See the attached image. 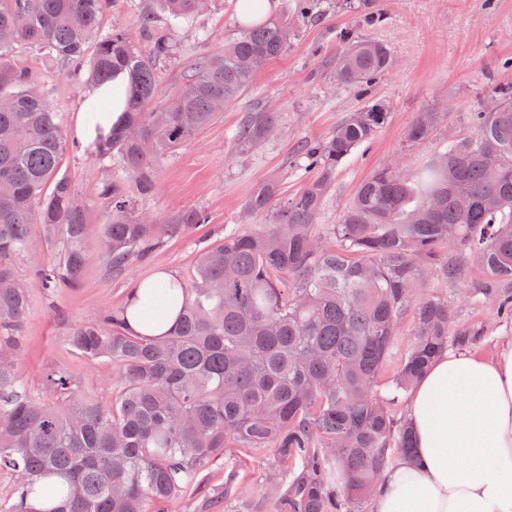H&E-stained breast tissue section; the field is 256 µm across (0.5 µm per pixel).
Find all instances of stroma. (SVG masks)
I'll return each instance as SVG.
<instances>
[{
  "mask_svg": "<svg viewBox=\"0 0 512 512\" xmlns=\"http://www.w3.org/2000/svg\"><path fill=\"white\" fill-rule=\"evenodd\" d=\"M377 6L385 21L368 30L355 14L332 8L320 21L301 24L287 51L258 74L241 100L226 106L194 139L159 160L155 191L140 200L139 211L162 223L175 213L201 208L209 213L210 223L166 240L148 259L130 262L122 276H111L98 263L76 287L53 293L32 287L17 356L29 389L39 390L43 368L61 366L81 381L86 392L107 397L111 363L65 349L63 341L72 328L122 306L131 288L159 271L188 277L199 251L224 234L263 229L265 216H254L248 224L242 219L243 204L258 182L278 180L288 196L306 185L309 173L291 164L298 142L325 138L360 102L355 90L336 84L331 76L330 62L341 31L363 29L388 46L392 65L368 91L386 105L388 116L378 134L344 161L317 217L320 226L340 223L357 186L382 164L397 163L411 174L448 139L474 135L473 114L484 96L494 85L512 84V0H377ZM145 10L155 14L157 31L167 34L183 56L221 51L225 40L242 29L238 0H210L191 30L170 28L160 0H112L106 26L136 31L137 18ZM8 59L32 72L45 100L61 113L65 128H72L87 86L85 78L76 76L75 64L25 45L16 47ZM258 109L275 113L278 130L256 150L237 152L231 132L246 112ZM425 111L441 113L442 119L432 139L409 144L406 132ZM59 174L85 203L90 226L86 245L98 251L99 226L107 213L98 187L110 177L126 179L125 170L119 162L99 161L92 149L78 144L68 147ZM429 288L447 294L456 325L483 328L476 351L491 355L498 343L512 338V320L499 317L495 297L472 299L439 279L431 280ZM271 460V450L255 449L207 468L203 476L208 489H221L232 471L238 472L241 482L240 497L215 512H273L266 491Z\"/></svg>",
  "mask_w": 512,
  "mask_h": 512,
  "instance_id": "1",
  "label": "stroma"
}]
</instances>
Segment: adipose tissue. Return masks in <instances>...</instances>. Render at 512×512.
<instances>
[{
    "mask_svg": "<svg viewBox=\"0 0 512 512\" xmlns=\"http://www.w3.org/2000/svg\"><path fill=\"white\" fill-rule=\"evenodd\" d=\"M127 74L90 87L75 114L73 133L93 147L119 124ZM173 276L147 280L155 298L133 299L128 325L138 334L168 332L175 310L163 294ZM408 417L412 456L387 471L373 512H512V341L494 357L443 353L412 389Z\"/></svg>",
    "mask_w": 512,
    "mask_h": 512,
    "instance_id": "obj_1",
    "label": "adipose tissue"
}]
</instances>
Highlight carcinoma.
<instances>
[{
    "label": "carcinoma",
    "mask_w": 512,
    "mask_h": 512,
    "mask_svg": "<svg viewBox=\"0 0 512 512\" xmlns=\"http://www.w3.org/2000/svg\"><path fill=\"white\" fill-rule=\"evenodd\" d=\"M172 27L190 24L202 0H162ZM110 0H0V473L13 493L0 512H36L29 496L50 492L59 505L44 512H166L167 503L202 486L213 461L241 448H269L276 512H360L386 472L392 453L413 439L392 405L451 345L476 344L475 328L451 329L448 298L422 294L436 275L454 285L468 261L486 281L473 296H495L512 316V88H494L474 113L469 139L448 142L413 175L392 163L357 187L342 221L322 230L315 220L344 160L383 127V103L367 99L324 140L297 145L294 164L316 176L278 201L275 180L259 184L243 204L265 214L269 228L231 232L204 247L192 273L165 293L188 298L175 326L161 336L133 332L129 306L106 310L72 329V351L112 362L110 398L86 393L65 368L42 373L31 391L16 363L18 332L31 305V282L52 292L74 287L93 262L85 247L86 211L57 172L67 145L63 120L30 73L4 64L5 53L28 45L82 62L90 81L106 84L126 70L124 122L95 147L118 157L135 191L112 178L100 195L109 211L100 227L98 259L115 275L149 256L166 238L209 215L191 209L163 224L140 216L136 200L155 189L158 161L177 150L238 101L271 60L289 47L294 30L284 12L245 28L224 50L183 63L179 90L162 108L156 66L178 55L138 16V38L104 31ZM366 26L383 15L373 0H336ZM290 11L317 21L320 0H294ZM333 58L336 82L365 96L391 65L381 42L345 31ZM438 113L421 112L408 140H428ZM272 112H247L232 132L235 148H258L274 130ZM65 243L62 257L38 263L32 280L16 260L40 248L31 225ZM412 314V346L391 380L378 378L396 328ZM342 473L339 489L329 472Z\"/></svg>",
    "instance_id": "obj_1"
}]
</instances>
